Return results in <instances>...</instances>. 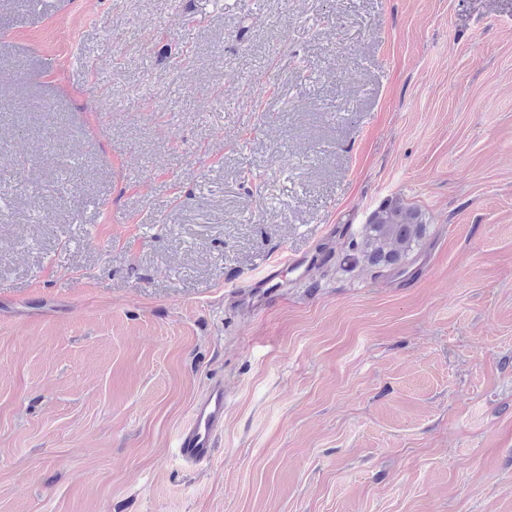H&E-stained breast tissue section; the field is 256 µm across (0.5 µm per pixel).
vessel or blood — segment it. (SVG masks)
I'll list each match as a JSON object with an SVG mask.
<instances>
[{
    "mask_svg": "<svg viewBox=\"0 0 512 512\" xmlns=\"http://www.w3.org/2000/svg\"><path fill=\"white\" fill-rule=\"evenodd\" d=\"M302 262L299 256L271 261L259 276L249 280L248 285L264 289L265 302H272L278 296L283 268L298 266ZM224 405L223 382H212L205 396L195 404L188 425L178 434V452L186 464L197 466L210 460L216 435L224 426Z\"/></svg>",
    "mask_w": 512,
    "mask_h": 512,
    "instance_id": "vessel-or-blood-1",
    "label": "vessel or blood"
}]
</instances>
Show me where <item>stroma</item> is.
<instances>
[{"mask_svg":"<svg viewBox=\"0 0 512 512\" xmlns=\"http://www.w3.org/2000/svg\"><path fill=\"white\" fill-rule=\"evenodd\" d=\"M0 512H512V0H0ZM425 230L419 210L391 199L375 209L358 235L352 236L340 264L352 268L364 263L404 273L414 242ZM304 261V256H286L282 259L271 261L259 276H256L247 282L245 288H266L264 300L268 303L272 302L276 300L279 294L278 290L281 288V285L277 280L281 277L282 269L286 265L299 266ZM224 405V383L214 381L195 404L188 425L178 434V452L186 464L197 466L210 460L216 434L224 427Z\"/></svg>","mask_w":512,"mask_h":512,"instance_id":"1","label":"stroma"}]
</instances>
